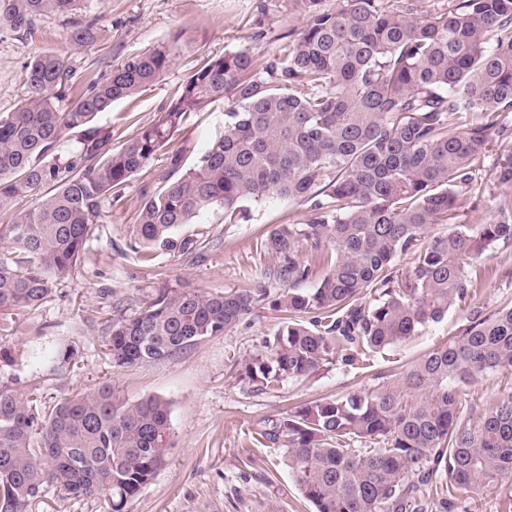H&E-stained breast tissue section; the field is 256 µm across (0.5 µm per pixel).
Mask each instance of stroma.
Returning a JSON list of instances; mask_svg holds the SVG:
<instances>
[{"mask_svg":"<svg viewBox=\"0 0 512 512\" xmlns=\"http://www.w3.org/2000/svg\"><path fill=\"white\" fill-rule=\"evenodd\" d=\"M339 0H82L71 12L40 17L33 34L0 29V113L13 111L25 95L24 66L31 57L63 50L78 79L107 76L130 54L178 42L180 51L155 84L116 102L96 122L112 131L120 147L132 124H151L179 93L182 83L205 61L250 48L257 67L279 57L296 39L312 10L330 12ZM94 20L97 39L70 41L76 22ZM224 102L208 105L143 171L126 185L119 200L100 204V217L80 263L55 285L43 306L23 315L0 313L6 346L18 350L13 365L0 368V381L24 387L38 384L47 401L110 383L121 397L152 396L171 404L172 443L164 463L128 505L129 512H313L283 463V447L259 435L304 401L350 391L375 392L400 386L404 374L429 350L464 323L454 308L404 344L373 354L354 368L336 361L299 381L260 390L234 370L237 361L261 350L278 327L273 312L255 310L222 336L162 365L114 368L103 347L109 318L130 316L157 289L207 291L247 289L260 279L261 235L272 225L304 221L303 207L283 199L247 206L240 223L228 224L220 211H208L182 225L177 235L199 233L219 240L193 262L159 250L150 262L130 249V230L141 202L154 193L173 153L194 163L211 136L224 128ZM77 350L75 361L58 368L61 347ZM512 391V368L479 375L463 388L467 412L483 411L489 398Z\"/></svg>","mask_w":512,"mask_h":512,"instance_id":"35a3bbf8","label":"stroma"}]
</instances>
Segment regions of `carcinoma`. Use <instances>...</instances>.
I'll return each mask as SVG.
<instances>
[{
	"mask_svg": "<svg viewBox=\"0 0 512 512\" xmlns=\"http://www.w3.org/2000/svg\"><path fill=\"white\" fill-rule=\"evenodd\" d=\"M79 2L0 0V28L28 35L37 18ZM93 27L78 25L71 40L91 42ZM178 51L172 43L129 55L78 89L62 50L25 64V97L0 114V213L18 198L34 203L0 225V311L42 306L81 260L100 201L193 114L223 101L224 131L193 166L170 158L130 248L144 261L158 248L194 256L212 240L173 235L200 213L220 210L236 224L246 203L288 199L307 207L306 221L277 224L260 241L277 259L261 279L282 292L163 288L135 315L107 320L112 366L174 361L266 306L280 326L241 377L274 388L332 358L353 366L462 304L464 325L401 388L303 402L262 437L286 448L284 464L315 512H426L433 491L444 512H457L464 495L512 481V391L476 417L461 400V385L512 367V301L474 300L490 276L478 260L512 246V153L486 164L494 141L512 137V0H452L425 17L402 0H340L310 13L262 76L247 48L207 61L154 122L113 148L94 118L156 83ZM72 130L78 146L66 150ZM479 180L494 206L464 224ZM435 224L448 232L427 236ZM305 244L322 267L314 288L299 287L312 274L296 259ZM403 255L412 257L405 275ZM170 415L168 400L130 403L110 383L53 404L35 384L0 383V512H28L50 488L127 512L171 448Z\"/></svg>",
	"mask_w": 512,
	"mask_h": 512,
	"instance_id": "obj_1",
	"label": "carcinoma"
}]
</instances>
